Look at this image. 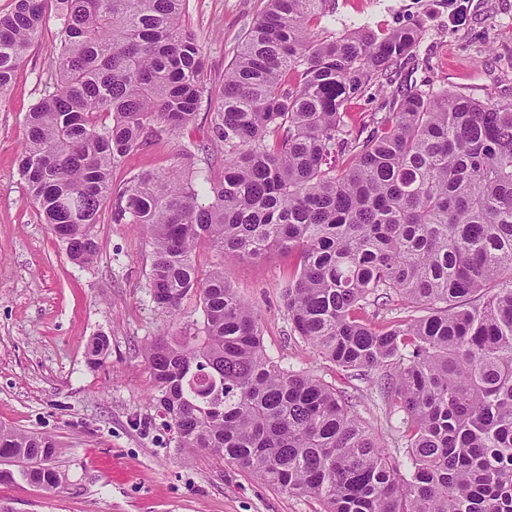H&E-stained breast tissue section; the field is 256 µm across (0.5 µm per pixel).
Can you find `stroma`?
<instances>
[{
    "label": "stroma",
    "instance_id": "1",
    "mask_svg": "<svg viewBox=\"0 0 512 512\" xmlns=\"http://www.w3.org/2000/svg\"><path fill=\"white\" fill-rule=\"evenodd\" d=\"M265 0H189L188 25L203 49L204 81L220 88L240 42ZM369 24L388 32L421 29L413 53L391 69L383 91L355 98L353 116L384 115L401 86L431 85L481 101L512 99V0H336L319 26L336 33ZM58 21L17 70L0 103V425L52 436L65 473L52 492L20 476L0 478V506L12 512H317L318 503L275 490L239 466L205 452L178 448L154 398L146 348L176 325L160 313L148 288L146 232L113 219L106 203L94 227L99 252L79 266L25 199L17 156L23 118L51 73ZM213 105L202 99L195 124L151 140L112 173L113 189L147 170L181 161L202 141ZM293 257L275 250L226 263L241 298L257 309L267 354L307 371L351 396L370 431L391 444L401 414L367 383L348 377L312 349L288 319L281 288ZM106 337L99 364L87 346Z\"/></svg>",
    "mask_w": 512,
    "mask_h": 512
}]
</instances>
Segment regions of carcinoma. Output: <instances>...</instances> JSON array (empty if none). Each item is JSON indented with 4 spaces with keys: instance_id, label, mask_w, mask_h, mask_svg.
Masks as SVG:
<instances>
[{
    "instance_id": "carcinoma-1",
    "label": "carcinoma",
    "mask_w": 512,
    "mask_h": 512,
    "mask_svg": "<svg viewBox=\"0 0 512 512\" xmlns=\"http://www.w3.org/2000/svg\"><path fill=\"white\" fill-rule=\"evenodd\" d=\"M331 0H267L224 73L194 167L112 171L150 140L193 124L207 92L187 0H13L0 16V101L61 27L42 97L24 116L18 170L54 235L93 263L103 205L146 230L148 287L164 313L198 296L203 327L151 343L156 400L177 445L207 451L321 512H512V100L410 87L355 126L347 104L381 85L417 28L312 33ZM207 185L209 202H199ZM207 245L256 259L295 254L282 297L294 330L403 413L388 448L341 392L268 356L261 318ZM423 312L376 324L369 305ZM48 435L0 428V463L50 491L66 479Z\"/></svg>"
}]
</instances>
